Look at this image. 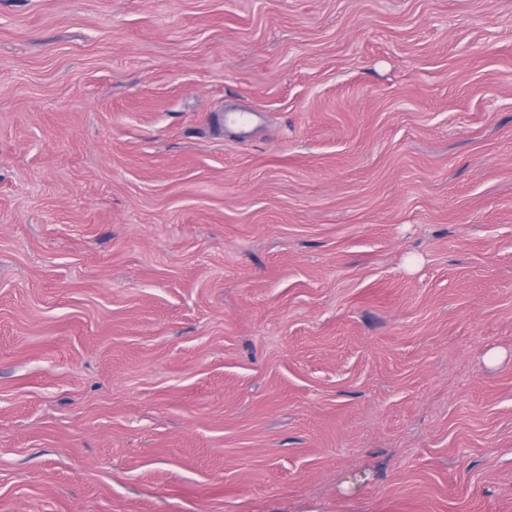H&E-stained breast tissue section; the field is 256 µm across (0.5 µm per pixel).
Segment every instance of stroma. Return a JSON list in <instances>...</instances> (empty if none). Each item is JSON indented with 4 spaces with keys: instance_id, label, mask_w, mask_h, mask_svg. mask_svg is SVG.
<instances>
[{
    "instance_id": "obj_1",
    "label": "stroma",
    "mask_w": 512,
    "mask_h": 512,
    "mask_svg": "<svg viewBox=\"0 0 512 512\" xmlns=\"http://www.w3.org/2000/svg\"><path fill=\"white\" fill-rule=\"evenodd\" d=\"M0 512H512V0H0Z\"/></svg>"
}]
</instances>
